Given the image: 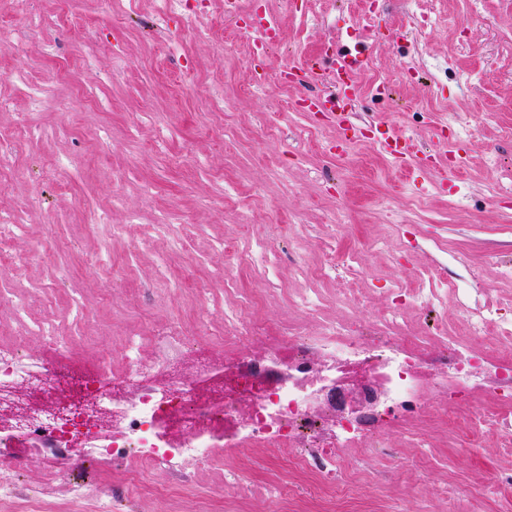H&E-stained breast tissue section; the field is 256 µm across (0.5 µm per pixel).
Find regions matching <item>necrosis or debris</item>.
<instances>
[{
  "mask_svg": "<svg viewBox=\"0 0 512 512\" xmlns=\"http://www.w3.org/2000/svg\"><path fill=\"white\" fill-rule=\"evenodd\" d=\"M393 294L380 316L388 327L406 303L432 309L448 291L429 277ZM455 295L466 330L444 338L388 328L364 336L332 323L315 335L285 329L271 337L265 322L234 310L226 315L225 340L269 337L264 354L221 365L204 357L188 376L178 364L190 338L179 327L157 337L153 362L140 355L141 337L129 336L121 370L105 354L96 369L77 372L64 361L66 341L41 325L47 357L0 346V504L22 498L30 512H56L43 491L18 482L31 454L42 455L47 474L64 481L67 512H85L92 501L99 512H112L105 488L73 478L83 462L112 464L125 489L150 500L186 488L187 462L219 467L232 451L277 446L289 449V470L313 473L307 495L323 512H357L345 460L356 448L394 456L395 448L376 441L393 429L420 444L408 424L432 411L431 393L449 403L448 425L459 431L461 449L481 447L489 431L500 453L512 456V317L493 304H468L469 289ZM354 386L360 396L351 405L346 395ZM489 393L495 406L483 402ZM155 471L166 472V481L153 482Z\"/></svg>",
  "mask_w": 512,
  "mask_h": 512,
  "instance_id": "1",
  "label": "necrosis or debris"
}]
</instances>
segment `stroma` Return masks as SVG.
<instances>
[{
    "mask_svg": "<svg viewBox=\"0 0 512 512\" xmlns=\"http://www.w3.org/2000/svg\"><path fill=\"white\" fill-rule=\"evenodd\" d=\"M437 22H419L416 0H240L236 20L224 0L155 22L152 0H0V214L20 224L16 259L0 272L11 301H0V343L42 355L39 332H22L17 301L49 289L39 321L69 337L66 361L92 368L102 353L121 363L124 336L165 335L173 321L207 339L186 351L223 360L211 336L233 301L249 296L272 327L311 334L327 322L369 327L391 290L437 270L448 286L479 289L481 301L512 311V0H433ZM124 15L114 20V8ZM71 24L60 27L59 15ZM234 32L229 50L220 43ZM363 43L370 60L357 81V126L365 136L342 149L341 129L324 113L303 112L299 84L285 85L284 62L325 64L340 44ZM265 80L247 92L254 65ZM389 82L386 97L370 92ZM454 139L463 167L436 158L439 134ZM410 135L413 168L379 147ZM55 175H47L50 162ZM113 224H178V246L147 236L112 237ZM399 233L396 253L377 242ZM262 237L272 272L232 260L225 244ZM300 243L288 250L289 239ZM355 258L329 278L331 259ZM357 305L342 304L347 289ZM316 295L321 306H299ZM407 336L461 334L456 298L431 310L408 308ZM447 404L415 422L424 448L399 432L390 460L363 449L356 483L371 484L383 512H446L449 486L470 489L460 512H512V469L495 436L468 451L448 428ZM284 448H252L224 466L190 463L191 484L171 499L118 512H279L272 486L303 496L310 477L285 474ZM243 473L247 497L227 495L228 472Z\"/></svg>",
    "mask_w": 512,
    "mask_h": 512,
    "instance_id": "35a3bbf8",
    "label": "stroma"
}]
</instances>
